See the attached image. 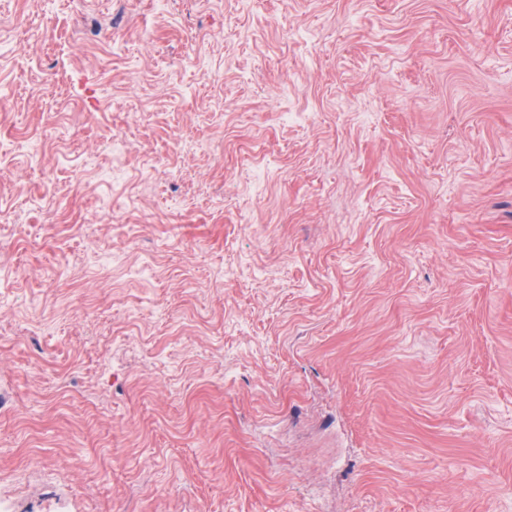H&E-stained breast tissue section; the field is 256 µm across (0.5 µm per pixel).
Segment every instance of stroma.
<instances>
[{"instance_id": "35a3bbf8", "label": "stroma", "mask_w": 512, "mask_h": 512, "mask_svg": "<svg viewBox=\"0 0 512 512\" xmlns=\"http://www.w3.org/2000/svg\"><path fill=\"white\" fill-rule=\"evenodd\" d=\"M0 512H512V0H0Z\"/></svg>"}]
</instances>
